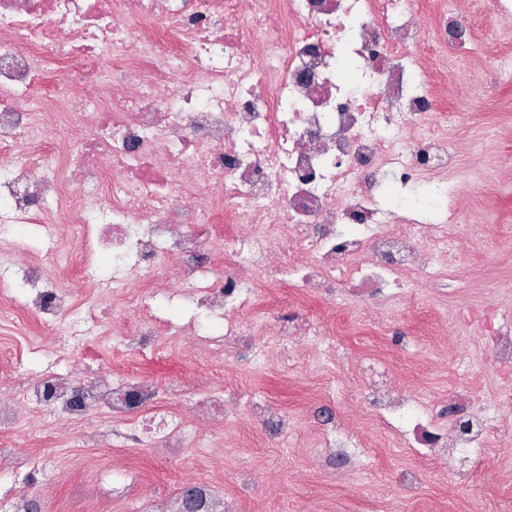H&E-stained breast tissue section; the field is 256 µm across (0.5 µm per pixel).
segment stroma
<instances>
[{
  "label": "stroma",
  "instance_id": "35a3bbf8",
  "mask_svg": "<svg viewBox=\"0 0 512 512\" xmlns=\"http://www.w3.org/2000/svg\"><path fill=\"white\" fill-rule=\"evenodd\" d=\"M468 2L470 33L484 39L485 55L449 62L442 90L449 111L462 114L465 123L456 139L459 207L468 222L482 227L481 237L468 246L464 275L449 276L442 286L419 283L398 309L368 312L304 299L286 286L259 290L250 327L257 345L266 346L267 320L300 309L321 334L286 352L266 347L268 362L258 369L243 353L225 360L224 389L239 399L236 420L222 433V450L158 460L131 435L121 448L82 447L83 424L67 423L50 433L34 419L19 433L0 430V439L34 460L62 455L55 480L33 479L29 495L47 501L51 512H100L93 483L106 470L110 512H126L129 482L143 496L168 498L198 480L222 491L234 512H512V401L500 392L488 325L458 321L497 304V282H512V83L496 81L490 68L495 58H512V17L494 16L486 0ZM462 350L483 367L484 402L503 424L478 459L463 452L451 464L428 449L398 443L392 425L364 400L359 386L367 379L397 386L406 396L422 395L447 417L449 386L468 380L456 368ZM70 361L108 366L120 376L140 374L163 386L189 376L203 382L212 377L186 341L144 360L111 359L91 341ZM254 400L276 402L293 416L290 437L277 443L252 425L247 406ZM333 435L347 436L352 446L326 462L320 446Z\"/></svg>",
  "mask_w": 512,
  "mask_h": 512
}]
</instances>
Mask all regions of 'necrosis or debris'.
<instances>
[{
    "label": "necrosis or debris",
    "mask_w": 512,
    "mask_h": 512,
    "mask_svg": "<svg viewBox=\"0 0 512 512\" xmlns=\"http://www.w3.org/2000/svg\"><path fill=\"white\" fill-rule=\"evenodd\" d=\"M466 20L459 0L429 24L420 0H0V225L41 226L49 261L27 267L25 305L61 328L51 363L0 388V425L105 409L111 428L84 442L108 448L134 429L158 459L213 447L201 428L223 424V387L186 419L157 404L150 379L62 365L104 334L115 298L139 307L158 279L223 321L220 336L175 330L211 359L249 348L252 291L285 276L358 309L445 279L469 231L453 117L423 59L453 54ZM52 75L69 95L35 93ZM386 175L432 183L437 221L391 207ZM75 236L83 272L112 257L82 305L49 276ZM499 424L489 412L441 429L433 453L482 449Z\"/></svg>",
    "instance_id": "1"
}]
</instances>
